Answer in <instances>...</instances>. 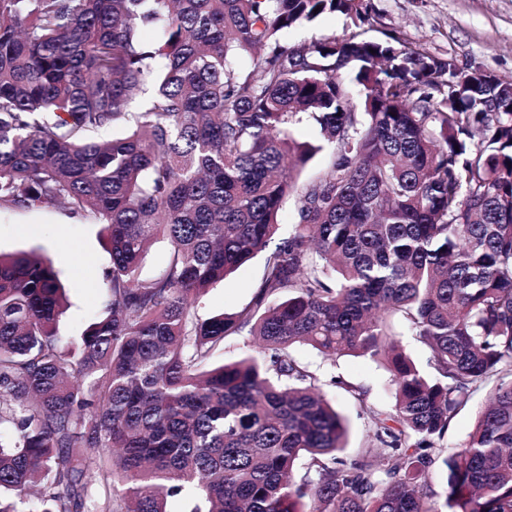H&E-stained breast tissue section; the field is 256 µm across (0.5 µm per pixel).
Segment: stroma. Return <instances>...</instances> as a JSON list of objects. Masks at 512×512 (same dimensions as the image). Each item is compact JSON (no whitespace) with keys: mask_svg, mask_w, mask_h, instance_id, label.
<instances>
[{"mask_svg":"<svg viewBox=\"0 0 512 512\" xmlns=\"http://www.w3.org/2000/svg\"><path fill=\"white\" fill-rule=\"evenodd\" d=\"M374 18L367 35L381 37L397 31L426 52L453 57L460 66L478 68L512 78V0H364ZM354 30L350 19L338 14L322 16L315 24L291 29L288 42L300 45L315 37L343 38ZM0 252H33L51 260L66 289L67 310L59 331L77 337L101 312L102 282L111 256L103 225L84 224L61 207L35 210H0ZM263 256H256L201 298L197 314H232L247 307L261 282ZM294 356L324 378L341 376L370 390V399L387 410L393 404L389 375L369 359L348 355L329 364L309 348L298 346ZM349 426L348 454L367 447L369 428L353 394L324 385Z\"/></svg>","mask_w":512,"mask_h":512,"instance_id":"obj_1","label":"stroma"}]
</instances>
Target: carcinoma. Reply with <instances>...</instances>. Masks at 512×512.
<instances>
[{"label": "carcinoma", "mask_w": 512, "mask_h": 512, "mask_svg": "<svg viewBox=\"0 0 512 512\" xmlns=\"http://www.w3.org/2000/svg\"><path fill=\"white\" fill-rule=\"evenodd\" d=\"M327 13L357 31L285 41ZM372 26L363 0H0V209L63 207L112 256L105 312L65 342L52 263L0 255V512H438L436 467L449 512H512V79ZM261 252L252 305L200 319ZM296 344L385 364L389 411L331 378L367 419L356 456ZM169 251L168 243L159 237L151 246L142 262L140 272L142 277L153 274L159 265L167 258ZM486 396L487 391L484 389L475 392L467 407L454 418L442 441L443 446L448 449V453L456 448H462L467 442L475 426L478 413L484 406Z\"/></svg>", "instance_id": "carcinoma-1"}]
</instances>
